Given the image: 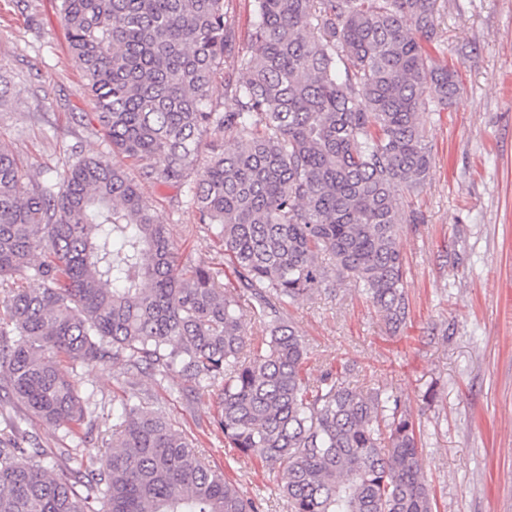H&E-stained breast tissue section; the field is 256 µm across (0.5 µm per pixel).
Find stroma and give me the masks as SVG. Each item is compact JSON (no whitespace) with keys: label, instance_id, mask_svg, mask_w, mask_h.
Wrapping results in <instances>:
<instances>
[{"label":"stroma","instance_id":"stroma-1","mask_svg":"<svg viewBox=\"0 0 512 512\" xmlns=\"http://www.w3.org/2000/svg\"><path fill=\"white\" fill-rule=\"evenodd\" d=\"M439 41L430 56L455 66L461 90L447 109L426 111L432 168L417 192L398 191L399 205L421 223L403 225L398 242L407 268L410 316L391 333L349 279H334L284 307L308 350L316 378L348 366L356 385L379 387L401 400L423 430L422 467L436 512H512V0H439ZM0 147L36 180L54 179L73 155L91 157L109 145L81 95V74L68 52L59 0H0ZM141 190L168 224L181 264L223 267L214 228L199 223L187 191L156 180ZM88 398L85 439L24 419L48 455L65 470L68 451L86 463L110 450L117 423L112 402H153L192 436L200 458L223 471L265 512H287L278 470L255 467L225 450L213 428L214 394L184 397L185 380L122 365L74 373Z\"/></svg>","mask_w":512,"mask_h":512}]
</instances>
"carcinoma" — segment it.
Here are the masks:
<instances>
[{
  "label": "carcinoma",
  "instance_id": "carcinoma-1",
  "mask_svg": "<svg viewBox=\"0 0 512 512\" xmlns=\"http://www.w3.org/2000/svg\"><path fill=\"white\" fill-rule=\"evenodd\" d=\"M241 51L224 0H59L69 53L110 151L52 183L0 148V396L70 433L88 415L78 365L172 374L218 389L224 446L281 469L288 512H434L422 431L398 397L350 369L307 374L281 304L348 278L396 332L410 315L395 192L432 157L423 111L448 106L457 71L423 44L437 0H253ZM232 61L219 108L210 87ZM239 139L198 163L202 136ZM185 185L215 224L236 287L265 335L247 336L224 271L183 266L167 225L130 179ZM333 259L328 266L321 255ZM116 439L86 472L53 473L29 436L0 433V512H262L150 403H121Z\"/></svg>",
  "mask_w": 512,
  "mask_h": 512
}]
</instances>
